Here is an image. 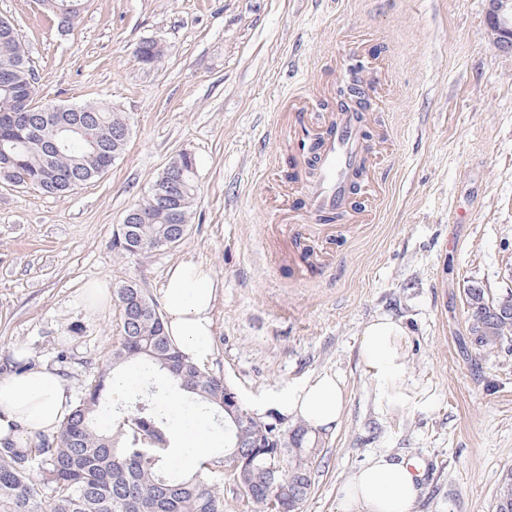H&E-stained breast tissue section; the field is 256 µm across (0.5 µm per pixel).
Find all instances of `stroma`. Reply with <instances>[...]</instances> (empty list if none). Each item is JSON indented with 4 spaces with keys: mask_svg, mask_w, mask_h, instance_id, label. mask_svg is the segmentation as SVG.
I'll return each instance as SVG.
<instances>
[{
    "mask_svg": "<svg viewBox=\"0 0 512 512\" xmlns=\"http://www.w3.org/2000/svg\"><path fill=\"white\" fill-rule=\"evenodd\" d=\"M488 0H89L61 31L40 0H0L38 77L37 104L122 116L128 144L111 169L63 196L0 180V376L45 365L79 400L121 332L118 300L88 303L93 282H136L153 299L184 259L221 283L207 369L248 409L322 372L347 404L319 435L301 512H340V489L385 452L422 470L413 512H494L512 470V350L470 344L468 288L512 293V52L494 44ZM156 41L163 57L142 65ZM371 87V223L282 225L280 193L301 188L277 125L316 128L343 66ZM196 161L188 233L171 250L121 255L112 243L171 157ZM330 245L333 268L304 250ZM407 327L411 407L377 409L359 355L364 326Z\"/></svg>",
    "mask_w": 512,
    "mask_h": 512,
    "instance_id": "obj_1",
    "label": "stroma"
}]
</instances>
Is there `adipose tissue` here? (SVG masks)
<instances>
[{
  "label": "adipose tissue",
  "instance_id": "ef3b65f1",
  "mask_svg": "<svg viewBox=\"0 0 512 512\" xmlns=\"http://www.w3.org/2000/svg\"><path fill=\"white\" fill-rule=\"evenodd\" d=\"M219 284L210 270L185 260L166 273L161 288L164 326L173 344L198 364L211 355L213 311ZM404 325L389 318L370 321L359 341L366 374L378 382L382 411L407 407L410 385L403 344ZM285 416L303 420L320 431L336 429L345 411V387L333 374L309 378L275 403ZM71 409L62 377L45 366L0 377V446L29 450L36 435L57 432ZM179 451L172 464L199 468L210 460L221 439L203 416H187L171 403ZM419 495V475L410 461L376 453L354 471L341 490L342 512H412Z\"/></svg>",
  "mask_w": 512,
  "mask_h": 512
}]
</instances>
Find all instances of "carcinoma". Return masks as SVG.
<instances>
[{
  "label": "carcinoma",
  "mask_w": 512,
  "mask_h": 512,
  "mask_svg": "<svg viewBox=\"0 0 512 512\" xmlns=\"http://www.w3.org/2000/svg\"><path fill=\"white\" fill-rule=\"evenodd\" d=\"M56 16L63 27L72 28L85 0H54ZM162 49L146 40L138 50L139 61L149 66L161 59ZM34 69L16 27L0 24V157L9 163L0 166V179L31 185L45 195L61 196L100 176V158H118L128 138L113 131L126 125L116 113L91 105H74L66 113L45 112L36 106L29 113L28 126L14 122L19 99L34 97ZM82 118L90 143L80 137L69 139L54 155L38 146V137L53 135L60 119ZM182 177L181 191L171 206L155 208L150 199L135 205L148 219L121 228L113 247L131 258L181 241V226L188 225L196 190V165L191 155L172 159L158 182L170 174ZM121 306V336L112 349L110 364L98 372L84 395L65 417L53 440H43L34 451L23 452L11 445L0 447V512H224V494L206 480V471L221 467L224 458L207 462L193 474L177 475L170 466L171 437L167 417L146 396L117 407L123 415L118 434L100 425L98 415L108 406L106 391L111 372L127 363H140L155 371L190 395L199 412L222 416L229 435L227 455L268 447L270 431L262 424L240 432L234 419L224 412V379L197 365L173 345L164 330L156 302L135 283L118 288ZM512 341V314L493 317L484 335L471 340L474 349L490 354ZM288 449L278 475L279 496L288 499V512H300V505L312 487V466L317 455L316 432L298 424L280 439ZM236 485H246L245 497L258 512H275L272 494L265 485L237 467L232 473ZM48 491L43 496L41 491ZM495 512H512V471L497 486Z\"/></svg>",
  "instance_id": "cac0c4a2"
}]
</instances>
